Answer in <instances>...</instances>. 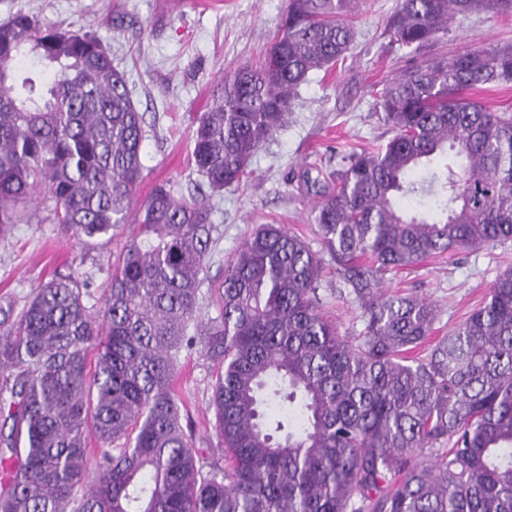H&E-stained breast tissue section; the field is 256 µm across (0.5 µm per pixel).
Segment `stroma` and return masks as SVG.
Listing matches in <instances>:
<instances>
[{
  "instance_id": "1",
  "label": "stroma",
  "mask_w": 512,
  "mask_h": 512,
  "mask_svg": "<svg viewBox=\"0 0 512 512\" xmlns=\"http://www.w3.org/2000/svg\"><path fill=\"white\" fill-rule=\"evenodd\" d=\"M398 0H358L347 19L356 31L349 57L329 72L317 71L300 86L286 123L252 157L251 177L214 197V229L208 247L209 276L221 280L224 266L261 224H280L301 234L315 252L324 247L312 222L316 197L302 173H337L343 153L371 149L391 136L373 107L371 85L388 80L410 62L385 30ZM288 0H0V22L16 13L94 33L126 75L144 119L143 180L133 200L141 206L153 186L174 185L191 194L198 182L190 150L198 117L212 106L222 74L261 59ZM512 43V14L455 18L447 36L426 48L429 59L465 49ZM135 233L134 224L113 229L93 246L78 244L57 224H17L0 235V321L17 318L42 282L68 275L90 276L87 303L100 310L112 263ZM512 269V242L438 256L400 272L387 293L406 291L437 307V335L450 333L484 299L505 270ZM324 311L341 333L364 328L360 306L347 296L333 269H326ZM215 366L204 353L182 352L177 386L182 425L200 455L218 452L210 406Z\"/></svg>"
}]
</instances>
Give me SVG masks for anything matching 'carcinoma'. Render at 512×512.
<instances>
[{"mask_svg": "<svg viewBox=\"0 0 512 512\" xmlns=\"http://www.w3.org/2000/svg\"><path fill=\"white\" fill-rule=\"evenodd\" d=\"M352 0H288L264 58L224 74L191 153L217 195L250 174L298 88L347 57ZM512 0H399L387 34L415 56L456 17ZM512 82V44L431 58L371 91L392 136L338 180L303 172L336 277L363 309L321 311L323 260L276 224L224 268L219 315L196 317L213 206L143 179V116L92 33L0 23V234L46 219L89 245L137 233L102 310L87 277L38 286L0 330V512H512V270L423 357L433 305L390 274L512 240V111L471 92ZM414 199L415 208L405 200ZM217 366L224 463L196 455L174 389L182 351ZM98 443L89 482V437Z\"/></svg>", "mask_w": 512, "mask_h": 512, "instance_id": "carcinoma-1", "label": "carcinoma"}]
</instances>
